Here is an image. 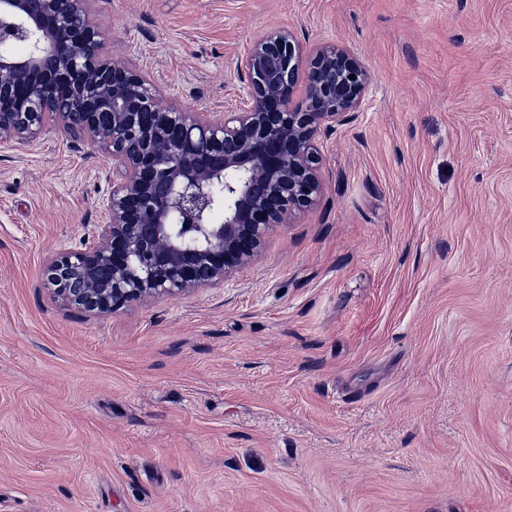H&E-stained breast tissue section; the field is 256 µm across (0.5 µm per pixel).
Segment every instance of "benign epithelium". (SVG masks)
<instances>
[{
  "instance_id": "1",
  "label": "benign epithelium",
  "mask_w": 512,
  "mask_h": 512,
  "mask_svg": "<svg viewBox=\"0 0 512 512\" xmlns=\"http://www.w3.org/2000/svg\"><path fill=\"white\" fill-rule=\"evenodd\" d=\"M88 2L0 0V44L28 45L0 52V145L30 144L50 120L112 158L107 223L92 245L49 260L48 284L96 315L222 288L265 254L274 227L315 204L317 134L359 111L367 73L345 49L305 53L288 29L260 34L245 60L250 106L205 119L109 61Z\"/></svg>"
}]
</instances>
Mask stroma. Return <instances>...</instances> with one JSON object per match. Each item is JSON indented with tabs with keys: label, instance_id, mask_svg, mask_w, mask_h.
<instances>
[{
	"label": "stroma",
	"instance_id": "35a3bbf8",
	"mask_svg": "<svg viewBox=\"0 0 512 512\" xmlns=\"http://www.w3.org/2000/svg\"><path fill=\"white\" fill-rule=\"evenodd\" d=\"M107 59L195 112L247 103L281 28L368 88L323 192L221 288L104 316L50 257L112 162L0 147V512H512V0H90Z\"/></svg>",
	"mask_w": 512,
	"mask_h": 512
}]
</instances>
